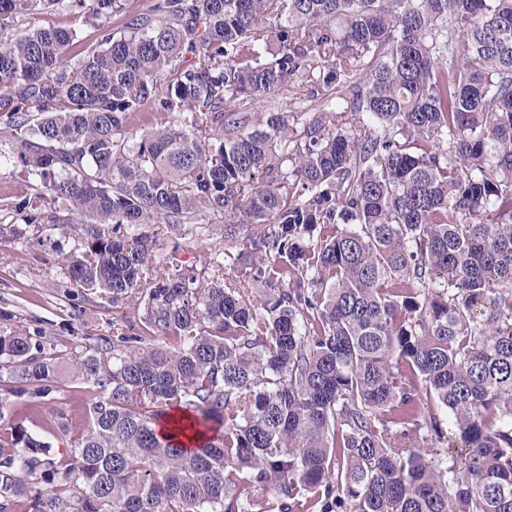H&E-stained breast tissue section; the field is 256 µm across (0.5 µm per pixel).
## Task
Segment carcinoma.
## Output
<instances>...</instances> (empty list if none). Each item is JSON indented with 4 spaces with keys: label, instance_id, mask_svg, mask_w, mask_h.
<instances>
[{
    "label": "carcinoma",
    "instance_id": "carcinoma-1",
    "mask_svg": "<svg viewBox=\"0 0 512 512\" xmlns=\"http://www.w3.org/2000/svg\"><path fill=\"white\" fill-rule=\"evenodd\" d=\"M44 11L99 37L18 31ZM125 11L0 0L25 185L0 242L52 238L66 299L138 311L68 324L63 357L0 308V512H512V0H154L110 28ZM208 214L237 253L152 264L157 226ZM22 397L82 409L43 424L67 463L3 424ZM177 409L197 445L160 432Z\"/></svg>",
    "mask_w": 512,
    "mask_h": 512
}]
</instances>
